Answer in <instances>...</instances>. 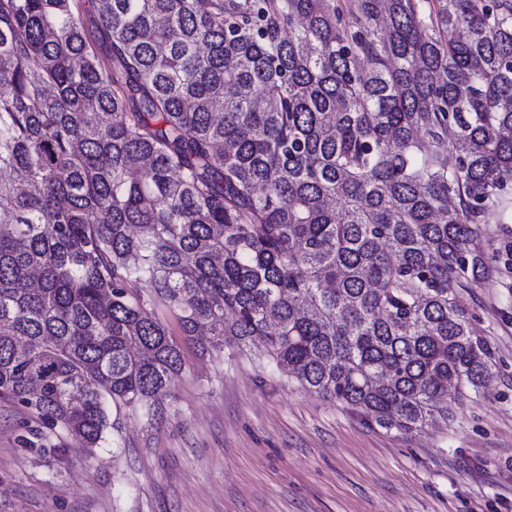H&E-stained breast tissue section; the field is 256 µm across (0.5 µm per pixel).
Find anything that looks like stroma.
<instances>
[{"mask_svg":"<svg viewBox=\"0 0 512 512\" xmlns=\"http://www.w3.org/2000/svg\"><path fill=\"white\" fill-rule=\"evenodd\" d=\"M483 243L466 299L491 383L447 424L388 431L260 367L256 347L188 345L162 419L121 411L98 448L0 399V512H512V218Z\"/></svg>","mask_w":512,"mask_h":512,"instance_id":"1","label":"stroma"}]
</instances>
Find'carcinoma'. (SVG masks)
Instances as JSON below:
<instances>
[{"instance_id": "1", "label": "carcinoma", "mask_w": 512, "mask_h": 512, "mask_svg": "<svg viewBox=\"0 0 512 512\" xmlns=\"http://www.w3.org/2000/svg\"><path fill=\"white\" fill-rule=\"evenodd\" d=\"M87 2L0 0V398L95 448L176 333L405 434L487 393L512 0Z\"/></svg>"}]
</instances>
